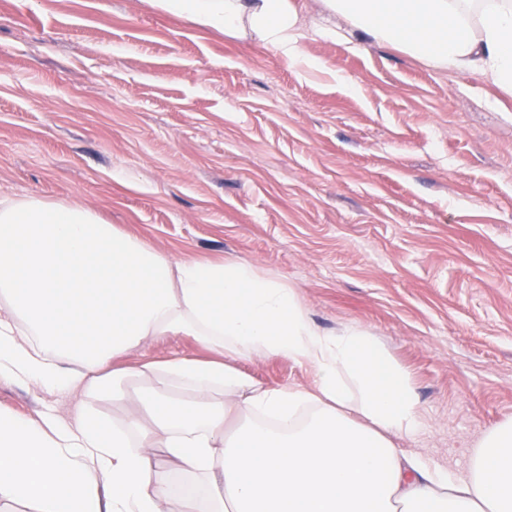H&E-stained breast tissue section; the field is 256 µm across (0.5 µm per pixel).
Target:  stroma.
I'll use <instances>...</instances> for the list:
<instances>
[{"instance_id": "obj_1", "label": "stroma", "mask_w": 512, "mask_h": 512, "mask_svg": "<svg viewBox=\"0 0 512 512\" xmlns=\"http://www.w3.org/2000/svg\"><path fill=\"white\" fill-rule=\"evenodd\" d=\"M291 67L149 0H0V195L93 208L181 260L248 262L313 322L370 331L422 405L407 452L462 473L512 420V94L343 28L320 0ZM165 336L121 366L206 358ZM311 386L284 358L239 361ZM75 395L0 383V410Z\"/></svg>"}]
</instances>
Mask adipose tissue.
I'll use <instances>...</instances> for the list:
<instances>
[{"mask_svg":"<svg viewBox=\"0 0 512 512\" xmlns=\"http://www.w3.org/2000/svg\"><path fill=\"white\" fill-rule=\"evenodd\" d=\"M227 33L250 29L287 63L288 0H152ZM348 32L512 91V0H323ZM193 337L207 361L111 369L150 340ZM309 367L270 387L243 358ZM140 411L104 428L95 401ZM78 392L73 419L0 412V512H512V420L482 434L464 473L399 448L422 426L408 375L358 326H315L295 289L249 263L176 260L92 209L0 198V382Z\"/></svg>","mask_w":512,"mask_h":512,"instance_id":"ef3b65f1","label":"adipose tissue"}]
</instances>
